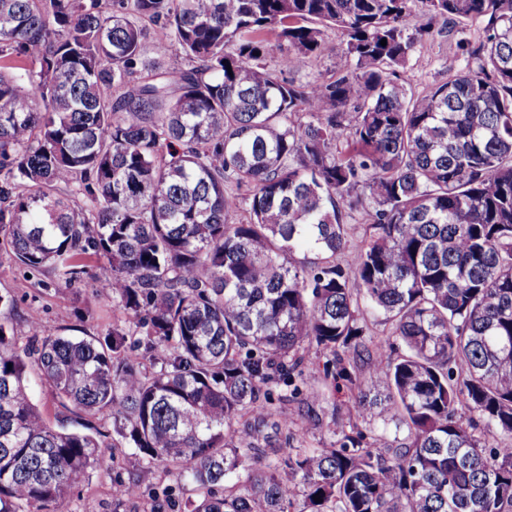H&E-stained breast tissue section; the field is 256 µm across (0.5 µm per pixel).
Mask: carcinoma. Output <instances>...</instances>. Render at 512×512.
Returning <instances> with one entry per match:
<instances>
[{
    "label": "carcinoma",
    "instance_id": "1",
    "mask_svg": "<svg viewBox=\"0 0 512 512\" xmlns=\"http://www.w3.org/2000/svg\"><path fill=\"white\" fill-rule=\"evenodd\" d=\"M435 18L483 37L417 93ZM333 29L336 79L286 78ZM2 247L59 289L100 260L122 321L24 347L0 323V512H55L121 443L187 512H512V0H0ZM34 355L112 431L52 426ZM290 406L338 440L255 459ZM368 417L406 441L372 450ZM28 378L34 403L51 425L59 424L64 418L65 411L52 394L41 385L38 378V367L34 358L28 360Z\"/></svg>",
    "mask_w": 512,
    "mask_h": 512
}]
</instances>
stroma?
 Wrapping results in <instances>:
<instances>
[{
	"label": "stroma",
	"instance_id": "1",
	"mask_svg": "<svg viewBox=\"0 0 512 512\" xmlns=\"http://www.w3.org/2000/svg\"><path fill=\"white\" fill-rule=\"evenodd\" d=\"M436 28L433 37L417 45L409 62L408 74L419 92L463 69L466 58L457 47L458 40L475 44L481 35L479 24L471 21L465 22L458 33L441 21ZM340 47L339 34L328 32L322 52L293 72V80L312 84L335 79ZM54 278L49 269L26 275L9 253L0 251V294L13 300L12 306L0 308V323L13 330L18 343H28L27 324L33 320L40 321L52 334L80 338L104 334L120 320V313L111 303L97 297L91 276L61 289L52 288ZM113 454L114 462L94 469L83 488L58 502L57 512H149L156 501L163 503V512H183L188 493L172 476L162 468L147 467L130 448H116ZM117 480L138 481L139 497L118 502L112 495Z\"/></svg>",
	"mask_w": 512,
	"mask_h": 512
}]
</instances>
